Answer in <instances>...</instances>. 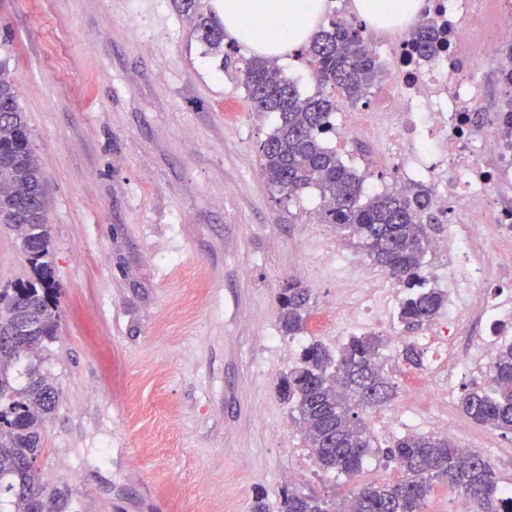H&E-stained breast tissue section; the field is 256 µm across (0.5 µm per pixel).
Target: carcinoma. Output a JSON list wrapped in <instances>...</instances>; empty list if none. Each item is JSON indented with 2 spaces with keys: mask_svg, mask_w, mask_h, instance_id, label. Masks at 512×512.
<instances>
[{
  "mask_svg": "<svg viewBox=\"0 0 512 512\" xmlns=\"http://www.w3.org/2000/svg\"><path fill=\"white\" fill-rule=\"evenodd\" d=\"M205 46L203 55L219 68L239 76L255 111L274 117L271 132L259 146L262 176L279 196L290 201L308 188L319 192L318 219L357 240L371 260L405 288L399 319L414 330L432 321L448 304V294L423 276L429 249L425 223L435 220L432 200L423 185L361 199L362 178L326 145L334 134L330 116L336 101L320 93L304 96L281 75L276 57L239 55L226 42L224 22L200 10V0H174ZM364 27L331 18L317 30L299 56L312 68L320 85L339 90L350 104L365 99L379 80L381 66L369 48ZM411 49L435 57L445 42L427 23L411 32ZM0 226L23 235L21 222L47 224L48 187L31 145L24 112L11 71L0 63ZM36 245L23 250L35 281L0 290V505L13 512H61L64 496L47 490L37 462L44 449L42 423L56 407L59 389L54 378L35 365L27 368L26 386L13 384L16 367L57 339V284L53 236L43 230ZM310 314V293L290 281L278 297L277 321L286 336H296ZM384 339L369 333L353 336L336 354L319 342L300 352L280 393L292 403L318 467L350 475L375 448L376 438L363 420L368 408L383 406L396 396L394 383L378 363ZM492 390L467 389L460 399L463 413L474 422L512 433V343L498 348L489 367ZM386 458L403 471L396 484L373 482L346 496L335 512H423L433 482L456 489L472 504V512H512L490 462L438 433L405 435L385 449ZM279 512H329L320 498L288 490Z\"/></svg>",
  "mask_w": 512,
  "mask_h": 512,
  "instance_id": "cac0c4a2",
  "label": "carcinoma"
}]
</instances>
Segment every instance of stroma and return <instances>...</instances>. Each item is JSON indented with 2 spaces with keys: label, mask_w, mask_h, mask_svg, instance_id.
Listing matches in <instances>:
<instances>
[{
  "label": "stroma",
  "mask_w": 512,
  "mask_h": 512,
  "mask_svg": "<svg viewBox=\"0 0 512 512\" xmlns=\"http://www.w3.org/2000/svg\"><path fill=\"white\" fill-rule=\"evenodd\" d=\"M172 0H0V61L49 189L60 333L42 350L60 398L38 459L75 512H279L284 490L334 512L349 489L399 481L382 454L353 476L321 471L277 391L302 345L335 348L337 299L362 288L337 260L356 241L321 224L316 191L281 202L261 175L272 128L234 75L202 58ZM341 151L365 184L393 189L383 155ZM32 272L0 227V289ZM311 293L299 336L281 335L288 280ZM278 344H270V337ZM461 447L499 448L512 483V435L460 409Z\"/></svg>",
  "instance_id": "1"
}]
</instances>
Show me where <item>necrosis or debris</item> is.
Instances as JSON below:
<instances>
[{"instance_id": "1", "label": "necrosis or debris", "mask_w": 512, "mask_h": 512, "mask_svg": "<svg viewBox=\"0 0 512 512\" xmlns=\"http://www.w3.org/2000/svg\"><path fill=\"white\" fill-rule=\"evenodd\" d=\"M442 30L445 50L434 58L411 53L408 27L373 35L372 48L386 63L382 103L370 121L357 123L342 107L333 125L340 142H368L372 154H393L400 186L425 185L443 226L440 245L456 259L441 275L453 297L448 317L424 333L433 356L417 394L444 403L468 362H490L494 344L467 355L455 352L463 303L480 308L483 323L512 320V293H484L487 281L512 271V0H430L426 13ZM488 254L475 252L481 242ZM387 288H367L339 300L336 310L351 328L375 324L370 311L393 299Z\"/></svg>"}]
</instances>
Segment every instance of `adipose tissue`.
<instances>
[{"label":"adipose tissue","mask_w":512,"mask_h":512,"mask_svg":"<svg viewBox=\"0 0 512 512\" xmlns=\"http://www.w3.org/2000/svg\"><path fill=\"white\" fill-rule=\"evenodd\" d=\"M423 0H356L362 22L387 27L416 17ZM230 38L253 54L278 57L297 53L315 33L324 0H215Z\"/></svg>","instance_id":"obj_1"}]
</instances>
